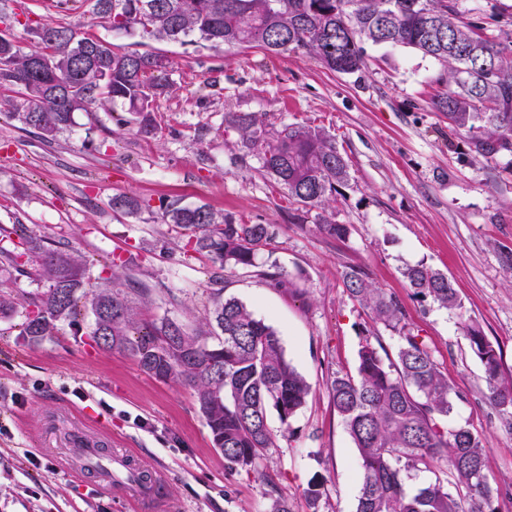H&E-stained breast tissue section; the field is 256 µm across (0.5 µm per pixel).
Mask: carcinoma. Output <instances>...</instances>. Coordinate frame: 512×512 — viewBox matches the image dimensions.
<instances>
[{
  "label": "carcinoma",
  "mask_w": 512,
  "mask_h": 512,
  "mask_svg": "<svg viewBox=\"0 0 512 512\" xmlns=\"http://www.w3.org/2000/svg\"><path fill=\"white\" fill-rule=\"evenodd\" d=\"M92 14L116 34L142 40L205 42L260 47L271 54L303 50L332 71L367 67L363 44L409 47L440 62L445 90L433 107L448 125L468 135L474 151L494 158L512 141V46L488 35L477 16L458 19L456 0H91ZM26 28L36 45L25 52L16 40L0 39V115L50 142L72 127L75 115L107 103L120 105L117 122L149 138L158 130L153 104L167 92L170 62L164 56L117 53L97 37H79L67 26L35 23ZM53 32L54 40L39 37ZM234 131L259 172L287 191L302 214L314 209L328 236L344 240L348 225L333 220L349 180L348 159L319 126L264 124L255 112H228ZM126 215L149 208L134 195L112 198ZM167 224L195 239L224 270L258 267L271 245L268 224H243L206 205L160 207ZM25 243L17 251L11 235ZM0 273L18 274L48 287L32 299L20 335L37 343L58 326H76L83 308L94 317L98 346L133 355L158 379L175 376L195 390L215 447L227 465L250 472L277 441L288 437L290 420L306 403L310 386L285 355L276 329L243 302L215 295L205 321L194 329L163 317L145 331L117 280L87 289L83 260L42 240L22 224L0 227ZM414 294L458 318L463 336L483 365L486 398L512 431V376L482 328L466 316L448 277L423 263L404 272ZM345 291L369 311L374 324L395 333L394 359L385 360L370 339L358 350L356 373L327 383L331 402L357 449L360 486L356 512H499V489L490 479L482 437L467 425L448 427L459 394L440 370L432 350L403 323L400 303L377 288L360 267L344 276ZM218 328L213 333L212 328ZM274 408L279 433L268 425ZM417 472L433 478L410 486Z\"/></svg>",
  "instance_id": "1"
}]
</instances>
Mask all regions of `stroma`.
Listing matches in <instances>:
<instances>
[{
	"mask_svg": "<svg viewBox=\"0 0 512 512\" xmlns=\"http://www.w3.org/2000/svg\"><path fill=\"white\" fill-rule=\"evenodd\" d=\"M457 8L465 20L495 16L493 36L512 41V0H457ZM0 14L18 18L13 34L27 49L33 40L22 21L29 18L171 64L149 139L102 109L77 114L52 142L0 119V226L25 224L45 246L83 257L90 284L115 272L143 281L151 293L135 307L147 321L168 316L194 328L214 294L244 302L279 332L311 387L288 439L255 470H233L214 447L191 387L149 376L128 353L99 349L89 313L54 338L28 343L20 334L25 309L17 307L0 317V512H269L279 498L291 512H310L305 490L313 480L322 484L320 512H355L357 451L327 390L334 375L355 372L363 329L372 323L345 291L352 267L396 297L408 328L433 350L460 394L448 423L483 435L498 505L506 507L512 433L485 397L481 363L455 315L414 296L403 276L419 263L445 273L512 375V279L501 262L512 248V156L476 153L433 108L442 64L410 48L369 44L367 68L344 74L292 50L144 42L96 23L85 0L69 13L45 0H0ZM228 112H261L276 127L320 126L335 138L350 166L336 207L337 223L349 227L345 241L323 233L315 213L301 223L292 218L285 190L262 177L257 159L226 130ZM123 194L143 199L149 212L113 209V197ZM169 201L270 225L274 240L257 267L219 270L162 223L159 207ZM106 253L122 259L118 271L101 267ZM273 263L294 291L261 276ZM83 448L126 456L143 474L158 475L154 501L104 489L98 465L76 471L69 461Z\"/></svg>",
	"mask_w": 512,
	"mask_h": 512,
	"instance_id": "stroma-1",
	"label": "stroma"
}]
</instances>
